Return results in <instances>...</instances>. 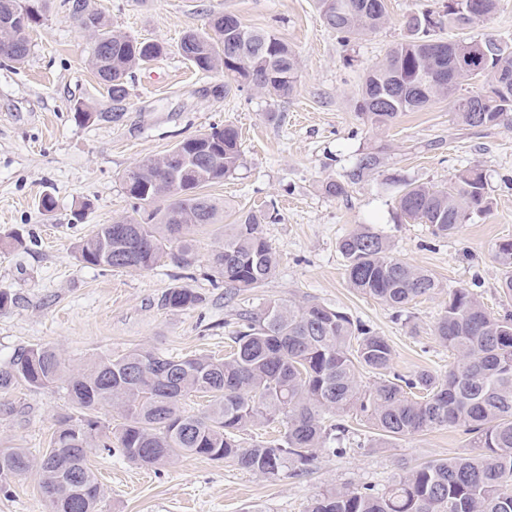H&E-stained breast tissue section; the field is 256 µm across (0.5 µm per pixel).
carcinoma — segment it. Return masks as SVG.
Here are the masks:
<instances>
[{
  "label": "carcinoma",
  "mask_w": 512,
  "mask_h": 512,
  "mask_svg": "<svg viewBox=\"0 0 512 512\" xmlns=\"http://www.w3.org/2000/svg\"><path fill=\"white\" fill-rule=\"evenodd\" d=\"M498 0H436L407 17V38L385 59L367 69L354 97V108L376 127L404 112H417L448 99L454 116L472 128L503 125L512 117V87L500 76L512 73V41L444 39L445 27L462 28L484 20ZM71 17L91 41L90 63L108 85L112 103L105 117L117 122L128 96L130 70L164 52L158 42L114 31L89 0H66ZM325 27L342 43L381 28L386 0H317ZM196 70L224 71L225 82L202 93L222 95L229 83L246 85L271 98L293 94L299 59L284 38L268 31L210 21V31L185 34L178 46ZM429 73L444 80L428 84ZM480 83L460 96L464 84ZM488 104L485 122L473 120L463 104ZM212 143L209 158L183 177L172 193L158 159L129 168L124 180L139 193L137 204H167L128 230L122 219L98 224L77 247L90 265L147 270L165 257L181 268L196 261L192 229L216 224V204L201 188L232 175L242 164L236 129L214 127L203 133ZM381 165L377 153L362 156L349 172L362 180ZM482 172L465 168L448 185L405 182L398 207L408 220L427 224L436 237L456 232L474 214L490 210ZM265 215L238 212L224 225V242L210 256V267L237 289L258 288L276 270V257L261 226ZM350 286L399 312L443 283L429 270L392 253L383 233L361 226L338 242ZM503 269L502 312L489 313L474 289H448V304L433 325V335L456 354L448 374L421 371L410 378L391 374L393 348L388 339L355 322L348 313L313 302L273 300L255 315H245L222 357L194 354L173 357L151 349L97 356L74 371L51 347L19 351L0 368V394L25 385L39 390L58 384L67 391L75 414L58 422L48 447L33 458L24 448L0 450V493L14 478L36 471L46 512H101L102 494L90 454L119 453L140 466H162L179 457L202 456L230 461L239 468L277 480L287 469L300 475L311 469L317 452L344 455L347 426L336 418L354 414L373 430L372 447L453 425L472 434L476 452L405 470L382 489L335 487L318 494L308 512H512V239L496 247ZM202 297L176 286L163 297L172 309L195 307ZM373 383L361 386V375ZM209 398L206 409L189 414L180 407L187 396ZM105 406L119 423L98 419ZM257 425L277 427L278 436L243 446L241 435Z\"/></svg>",
  "instance_id": "1"
}]
</instances>
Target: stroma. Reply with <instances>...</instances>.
<instances>
[{"label":"stroma","mask_w":512,"mask_h":512,"mask_svg":"<svg viewBox=\"0 0 512 512\" xmlns=\"http://www.w3.org/2000/svg\"><path fill=\"white\" fill-rule=\"evenodd\" d=\"M110 27L155 40L166 51L134 69L120 121L104 120L111 102L89 64L90 44L64 0H43L30 33L31 51L19 63L0 58V291L14 305L0 311V367L18 349L49 346L77 368L104 352L148 348L172 356L228 350L241 315L272 300L315 301L347 312L394 351L395 373L427 370L444 376L452 361L432 325L454 287L477 285L491 312L501 309L503 271L496 245L512 239V124L470 128L456 122L449 101L400 115L378 129L354 110L366 68L405 39V21L434 0H387L388 21L344 44L322 24L316 0H91ZM230 13L248 27L276 32L300 59L294 94L272 99L251 88L216 97L202 88L222 83V72L202 74L179 54L184 33L204 32L212 16ZM91 120L74 119L75 105ZM240 135L243 163L223 182L204 187L222 221L196 228L194 266L162 260L145 271L82 263L76 251L96 224L134 213L124 175L136 162L168 153L183 139L213 126ZM382 166L352 184L348 173L366 153ZM481 169L493 201L451 236L434 237L425 224L401 218V182L445 185L458 170ZM344 183V195L325 191ZM54 196L52 212L38 201ZM276 210L263 225L277 267L263 286L234 292L210 267L224 227L241 209ZM368 225L386 235L394 254L430 270L443 290L404 312L350 287L338 242ZM176 285L201 294L195 307L170 309L163 295ZM10 400L25 409L0 416V448L39 456L52 428L73 408L63 389L21 387ZM347 454L322 450L312 470L271 481L228 461L187 456L163 467H140L120 455H92L102 485L103 512H308L330 487H383L404 470L468 454L462 426L423 432L372 448L363 421L346 416ZM0 512H45L35 473L15 478Z\"/></svg>","instance_id":"stroma-1"}]
</instances>
